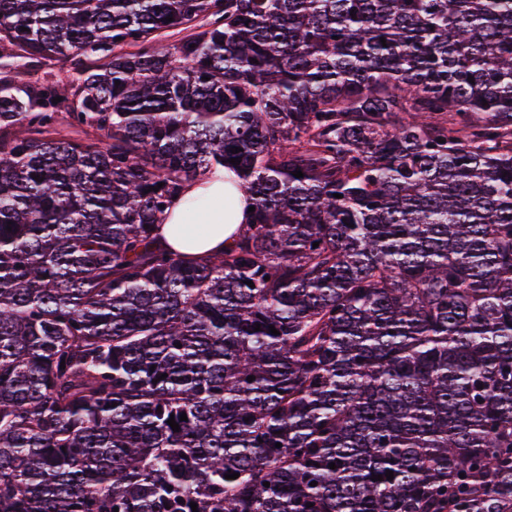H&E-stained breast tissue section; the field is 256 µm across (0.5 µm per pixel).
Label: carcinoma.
I'll use <instances>...</instances> for the list:
<instances>
[{
	"label": "carcinoma",
	"mask_w": 512,
	"mask_h": 512,
	"mask_svg": "<svg viewBox=\"0 0 512 512\" xmlns=\"http://www.w3.org/2000/svg\"><path fill=\"white\" fill-rule=\"evenodd\" d=\"M511 135L512 0H0V512H512ZM235 180L233 174L222 170L188 182L170 204L163 224L155 229L158 241L188 260L223 252L253 218L249 212L253 200ZM177 224L200 227L179 232Z\"/></svg>",
	"instance_id": "carcinoma-1"
}]
</instances>
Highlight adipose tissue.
I'll return each mask as SVG.
<instances>
[{
    "instance_id": "adipose-tissue-1",
    "label": "adipose tissue",
    "mask_w": 512,
    "mask_h": 512,
    "mask_svg": "<svg viewBox=\"0 0 512 512\" xmlns=\"http://www.w3.org/2000/svg\"><path fill=\"white\" fill-rule=\"evenodd\" d=\"M252 199L227 171L188 182L170 204L156 230L159 242L187 259L223 252L245 224L251 223Z\"/></svg>"
}]
</instances>
